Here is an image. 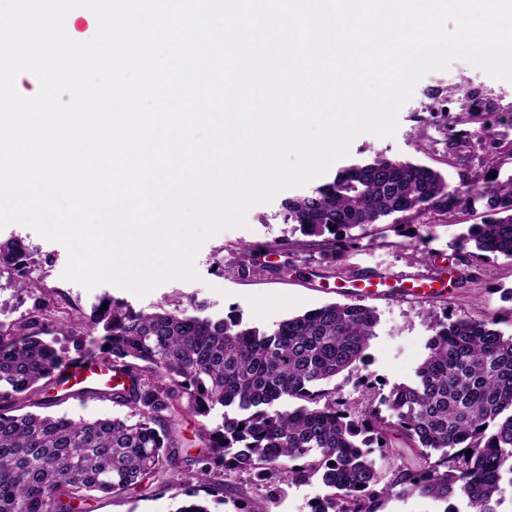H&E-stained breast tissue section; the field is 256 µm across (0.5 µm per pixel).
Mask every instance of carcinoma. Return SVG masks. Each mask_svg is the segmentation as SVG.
I'll return each mask as SVG.
<instances>
[{
    "label": "carcinoma",
    "instance_id": "carcinoma-1",
    "mask_svg": "<svg viewBox=\"0 0 512 512\" xmlns=\"http://www.w3.org/2000/svg\"><path fill=\"white\" fill-rule=\"evenodd\" d=\"M460 92L467 104L455 124L495 112L484 89L458 87L448 96L436 89L427 111L443 128L448 98ZM489 153L481 170L463 173L465 195L440 171L410 161L378 155L346 165L310 192L285 198L284 221L342 256L355 243L354 228L390 217L409 224L483 201L481 221L461 236L459 250L472 243L478 258L512 259V175L500 179L501 158L512 160V150L498 142ZM43 263L25 239L0 238V277L17 288L35 292L31 268ZM46 312L37 303L11 327L0 323V512H91L90 502L103 496L151 488L185 492L177 512H210L207 502L224 500L230 472L250 475L269 498L318 474L330 494L312 512H380L397 486L449 503L444 512H459L454 499L464 512H505L512 497V336L490 318L433 321L413 382L361 410L325 383L365 363L377 317L364 304L329 303L265 331L243 324L240 312L144 313L110 300L80 318L77 348L120 376L93 395L128 413L74 418L27 410L65 401L49 395L67 357L45 338L52 327ZM285 400L296 405L284 408ZM180 408L202 418L223 410L220 423L200 426L205 449L196 456L176 433ZM394 432L439 460L394 471L378 491L373 454L389 447Z\"/></svg>",
    "mask_w": 512,
    "mask_h": 512
}]
</instances>
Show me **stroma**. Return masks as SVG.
<instances>
[{
    "label": "stroma",
    "mask_w": 512,
    "mask_h": 512,
    "mask_svg": "<svg viewBox=\"0 0 512 512\" xmlns=\"http://www.w3.org/2000/svg\"><path fill=\"white\" fill-rule=\"evenodd\" d=\"M492 91L499 110L495 126L502 142L512 141V81L495 79L484 70L463 60H455L447 69L426 73L415 85L411 98L401 107L394 136L380 138L363 133L353 139L348 157L364 160L377 154L397 160H410L441 171L452 187L466 190L457 155L467 158L469 169L479 170L487 156L477 144L456 148L438 126L419 131L417 120L424 115L429 88L445 89L461 82ZM480 211L462 210L450 217L427 214L426 227L418 223L396 225L392 220L367 228L353 229L354 249L336 256L322 246L311 245L309 237L294 231L283 221L280 198L258 204L246 214V227L226 229L201 246L193 281L172 280L145 296L111 284L88 290L63 280L67 251L58 243L41 238L32 229L11 224L0 229L1 237L17 235L49 255L50 263L34 273L41 285L39 295L19 291L8 278H0V322L11 324L28 316L36 298L42 297L58 307L60 322L52 330L56 345L69 358H77L76 336L67 326L77 316L90 313L102 297L109 296L134 310L150 312L157 306L177 311L202 304L207 315L223 317L230 310H241L246 321L272 329L288 317L333 302H344L342 285L356 273L380 270L395 276L424 272L438 276L448 287L446 299L434 302L375 299L370 303L378 324L366 351L364 366L358 372H343L330 380L351 402L362 405L380 400L397 385L413 381L415 370L424 359L428 328L433 317L449 320L488 315L497 321L498 330L512 335V260L480 259L457 250L454 242L467 225L479 223ZM423 233L422 242H414L415 233ZM287 240L285 248H276L278 240ZM255 249L248 271L239 272L243 246ZM375 382L366 390L360 376ZM325 495L318 478L292 484L274 499L245 474L232 475L224 490V505L215 512H235L240 503H252L259 512H311V506ZM183 501L174 491H156L145 496L122 495L99 499L95 512H176Z\"/></svg>",
    "instance_id": "obj_1"
}]
</instances>
